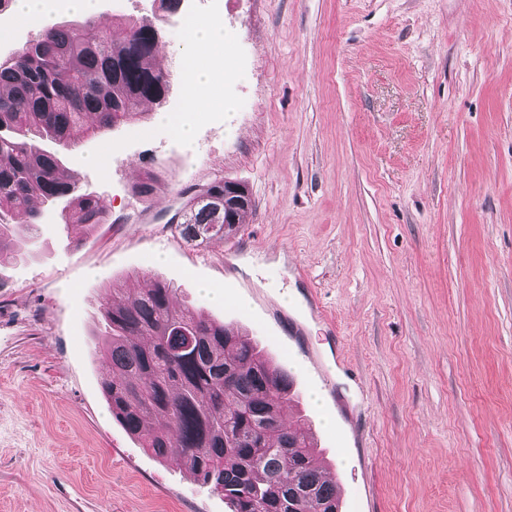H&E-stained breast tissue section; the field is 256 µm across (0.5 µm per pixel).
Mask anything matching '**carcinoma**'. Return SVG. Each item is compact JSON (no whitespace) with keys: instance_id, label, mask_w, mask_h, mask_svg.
Segmentation results:
<instances>
[{"instance_id":"obj_1","label":"carcinoma","mask_w":512,"mask_h":512,"mask_svg":"<svg viewBox=\"0 0 512 512\" xmlns=\"http://www.w3.org/2000/svg\"><path fill=\"white\" fill-rule=\"evenodd\" d=\"M164 13L133 18L115 41L107 23L43 29L32 46L0 60V265L31 253L36 204L61 207L68 235L106 223L99 199L79 191L41 141L82 142L161 105L169 74L153 65L156 28L185 8L161 0ZM239 183L222 178L185 188L177 224L201 247L244 223L254 207ZM175 288L154 280L129 301L106 305L99 353L110 364L101 389L125 430L155 459H177L194 479L224 496L230 512H339L336 485L317 465L305 423L285 421L293 381L257 343L203 311L173 306Z\"/></svg>"}]
</instances>
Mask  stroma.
Instances as JSON below:
<instances>
[{"instance_id": "stroma-1", "label": "stroma", "mask_w": 512, "mask_h": 512, "mask_svg": "<svg viewBox=\"0 0 512 512\" xmlns=\"http://www.w3.org/2000/svg\"><path fill=\"white\" fill-rule=\"evenodd\" d=\"M159 0H96L124 29ZM227 34L186 109L188 28L163 105L79 148L45 141L106 224L42 211L0 266V512H230L113 417L93 335L148 279L248 335L294 381L340 512H512V0H189ZM195 127L187 147L159 111ZM101 157L99 166L88 156ZM157 177L151 197L132 188ZM243 183L230 236L186 243L180 189ZM223 292L216 303L203 286Z\"/></svg>"}]
</instances>
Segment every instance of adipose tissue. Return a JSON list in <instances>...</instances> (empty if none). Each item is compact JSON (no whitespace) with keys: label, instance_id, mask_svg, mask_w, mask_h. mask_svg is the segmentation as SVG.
<instances>
[{"label":"adipose tissue","instance_id":"adipose-tissue-1","mask_svg":"<svg viewBox=\"0 0 512 512\" xmlns=\"http://www.w3.org/2000/svg\"><path fill=\"white\" fill-rule=\"evenodd\" d=\"M190 48L187 60V109L209 111L212 105L211 65L206 57L214 47L223 45L226 35L222 28L206 22H196L189 29Z\"/></svg>","mask_w":512,"mask_h":512}]
</instances>
